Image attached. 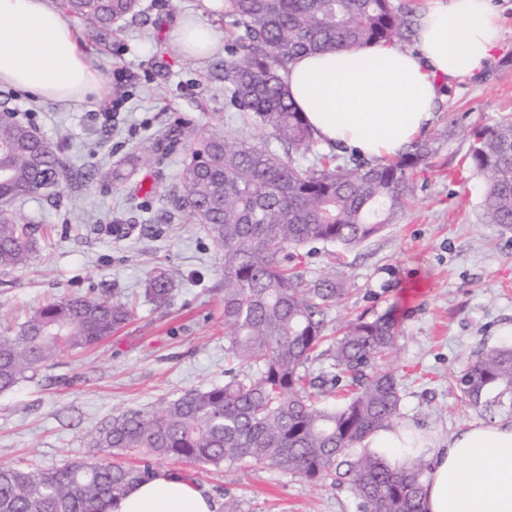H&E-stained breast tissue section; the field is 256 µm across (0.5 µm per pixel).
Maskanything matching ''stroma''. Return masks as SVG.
Instances as JSON below:
<instances>
[{
	"mask_svg": "<svg viewBox=\"0 0 512 512\" xmlns=\"http://www.w3.org/2000/svg\"><path fill=\"white\" fill-rule=\"evenodd\" d=\"M149 25L127 19L107 40L78 31L102 75L99 95L64 106L0 85V113L28 112V125L59 145L74 167L104 170L133 151H149L168 125L190 119L232 137L253 130L225 103L214 66L223 51L197 59L178 51L174 29L196 18L224 30L214 0H141ZM502 31L490 65L446 90L426 136L438 152L415 176L416 195L384 232L357 248L314 245L301 269L314 279L342 272L348 292L329 329L359 315L395 309L401 329L395 365L402 377L403 424L438 439L483 419L453 386L484 347L508 344L512 325V230L479 220L482 184L467 165L471 129L512 114V0H492ZM184 160L160 175L137 173L143 189L103 178L70 181L55 201L15 200L20 219L45 239L29 264L0 270V330L57 296L94 292L135 304L134 317L95 347L46 365L35 379L0 394V465L59 469L92 454V431L126 409L148 411L191 389L224 382L222 260L200 225L163 220L162 198ZM172 279L168 303L146 297L157 272ZM191 476L216 505L244 512H360L349 479L310 482L269 468H221L160 460Z\"/></svg>",
	"mask_w": 512,
	"mask_h": 512,
	"instance_id": "1",
	"label": "stroma"
}]
</instances>
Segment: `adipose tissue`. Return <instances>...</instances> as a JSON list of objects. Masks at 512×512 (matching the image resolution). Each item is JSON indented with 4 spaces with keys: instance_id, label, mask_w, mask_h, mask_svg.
<instances>
[{
    "instance_id": "ef3b65f1",
    "label": "adipose tissue",
    "mask_w": 512,
    "mask_h": 512,
    "mask_svg": "<svg viewBox=\"0 0 512 512\" xmlns=\"http://www.w3.org/2000/svg\"><path fill=\"white\" fill-rule=\"evenodd\" d=\"M416 50L376 45L298 57L283 75L291 101L326 145L376 162L401 155L432 125L446 87L482 73L498 45L491 0H428L414 24ZM183 53L220 43L200 20L182 23ZM0 84L71 105L96 93L101 75L69 22L43 0H0ZM367 447L429 463L426 512H512V417L464 424L439 441L407 443L403 429L372 434ZM108 512H216L211 498L164 470L112 502Z\"/></svg>"
}]
</instances>
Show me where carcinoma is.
<instances>
[{
    "label": "carcinoma",
    "mask_w": 512,
    "mask_h": 512,
    "mask_svg": "<svg viewBox=\"0 0 512 512\" xmlns=\"http://www.w3.org/2000/svg\"><path fill=\"white\" fill-rule=\"evenodd\" d=\"M52 4L102 40L122 19L149 22L140 0ZM223 6L230 40L218 64L224 92L256 138L233 139L183 120L166 127L157 146L188 151L164 212L168 220L202 226L221 254L224 340L233 367L222 385L113 416L91 435L94 454L61 469L0 465V512H107L154 473L155 459L272 468L310 481L344 465L362 512H425L426 461L392 466L364 445L377 431L401 425V382L391 364L401 335L394 310L340 328L328 352L338 370L332 381L345 382L348 394L331 405L320 402L323 382L310 376L308 364L346 288L336 271L307 279L298 270V250L313 243L356 248L395 223L435 142H415L386 164L335 154L305 164L299 156L314 152L316 140L280 79L300 54L406 40L415 11L394 0H224ZM470 138L467 162L484 182L481 219L511 230L512 118L472 130ZM162 162L154 152H133L105 177L123 184ZM93 178L31 127L0 118V269L26 266L37 247V227L19 221L13 199L52 200L62 184ZM145 293L166 303L169 276L154 275ZM132 316L130 302L93 294L40 307L0 334V393L35 378L62 354L96 345ZM455 388L474 407L512 412V347L480 350ZM127 453L144 463L112 461Z\"/></svg>",
    "instance_id": "carcinoma-1"
}]
</instances>
